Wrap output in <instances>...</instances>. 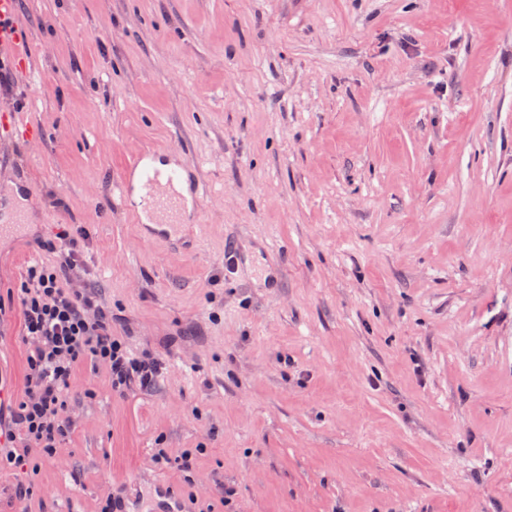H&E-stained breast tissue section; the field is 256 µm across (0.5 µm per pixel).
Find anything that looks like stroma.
<instances>
[{
    "mask_svg": "<svg viewBox=\"0 0 512 512\" xmlns=\"http://www.w3.org/2000/svg\"><path fill=\"white\" fill-rule=\"evenodd\" d=\"M16 9L0 414L24 392L11 291L63 224L114 334L165 369L123 395L78 366L71 433L0 465V512H155L163 489L199 512H512V0ZM147 149L201 186L179 235L122 199Z\"/></svg>",
    "mask_w": 512,
    "mask_h": 512,
    "instance_id": "35a3bbf8",
    "label": "stroma"
}]
</instances>
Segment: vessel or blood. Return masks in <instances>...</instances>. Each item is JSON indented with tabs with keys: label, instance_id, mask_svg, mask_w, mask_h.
I'll use <instances>...</instances> for the list:
<instances>
[{
	"label": "vessel or blood",
	"instance_id": "vessel-or-blood-1",
	"mask_svg": "<svg viewBox=\"0 0 512 512\" xmlns=\"http://www.w3.org/2000/svg\"><path fill=\"white\" fill-rule=\"evenodd\" d=\"M16 0H0V49L23 52L27 35L14 23ZM123 196H138L144 227L161 233L183 224L189 207L197 205L199 187L175 160L148 150L127 167L121 182Z\"/></svg>",
	"mask_w": 512,
	"mask_h": 512
}]
</instances>
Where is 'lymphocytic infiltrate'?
Returning <instances> with one entry per match:
<instances>
[{
    "instance_id": "lymphocytic-infiltrate-1",
    "label": "lymphocytic infiltrate",
    "mask_w": 512,
    "mask_h": 512,
    "mask_svg": "<svg viewBox=\"0 0 512 512\" xmlns=\"http://www.w3.org/2000/svg\"><path fill=\"white\" fill-rule=\"evenodd\" d=\"M57 239L58 263L28 266L18 289L28 346L25 394L9 425H0L7 442L0 455L13 463L18 457L12 443L21 440L50 453L69 434L67 394L83 362L105 365L112 389L123 393L150 390L163 368L160 357L132 352L113 336L111 311L79 283L83 261L78 241L65 230Z\"/></svg>"
}]
</instances>
